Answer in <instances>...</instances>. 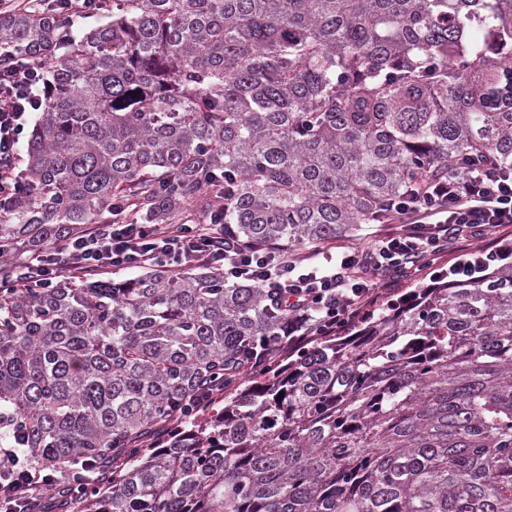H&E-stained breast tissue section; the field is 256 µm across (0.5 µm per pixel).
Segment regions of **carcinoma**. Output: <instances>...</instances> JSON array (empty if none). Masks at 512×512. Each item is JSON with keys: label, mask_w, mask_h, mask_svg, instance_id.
<instances>
[{"label": "carcinoma", "mask_w": 512, "mask_h": 512, "mask_svg": "<svg viewBox=\"0 0 512 512\" xmlns=\"http://www.w3.org/2000/svg\"><path fill=\"white\" fill-rule=\"evenodd\" d=\"M0 13L47 65L0 206V442L97 465L71 512H512V260L421 284L348 336L200 267L46 287L16 253L185 209L317 245L483 166L512 172V0H112ZM224 406L190 417V397ZM22 1V0H16ZM14 0L4 1L6 2H15L14 6L24 5L23 2L27 3H36L40 4L45 3L46 0H23L22 2H16ZM46 2H56L60 4V7L70 14V17L73 19H77L75 22L76 31L94 25L97 22V19L90 18L93 17L97 11L99 10V1L98 0H52ZM81 18V19H78ZM85 18V19H82ZM90 18V19H86Z\"/></svg>", "instance_id": "obj_1"}]
</instances>
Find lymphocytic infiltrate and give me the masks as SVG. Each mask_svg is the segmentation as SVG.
Returning <instances> with one entry per match:
<instances>
[{"label": "lymphocytic infiltrate", "mask_w": 512, "mask_h": 512, "mask_svg": "<svg viewBox=\"0 0 512 512\" xmlns=\"http://www.w3.org/2000/svg\"><path fill=\"white\" fill-rule=\"evenodd\" d=\"M45 66L36 60L0 70V203L28 193L16 174L18 144L28 116L42 105ZM395 233L369 250H348L334 263L312 254L246 247L224 229L221 211L199 224H97L65 237L54 249L29 250L27 277L49 285L90 272L156 266L172 273L205 266L225 281H247L294 313L315 310L307 329L288 324L289 348L356 323L378 295V280L410 274L420 259L447 251L498 224H512V176L485 167L470 181H446L390 206ZM88 465L47 472L31 466L16 448L0 447V512H64L93 478Z\"/></svg>", "instance_id": "obj_1"}]
</instances>
